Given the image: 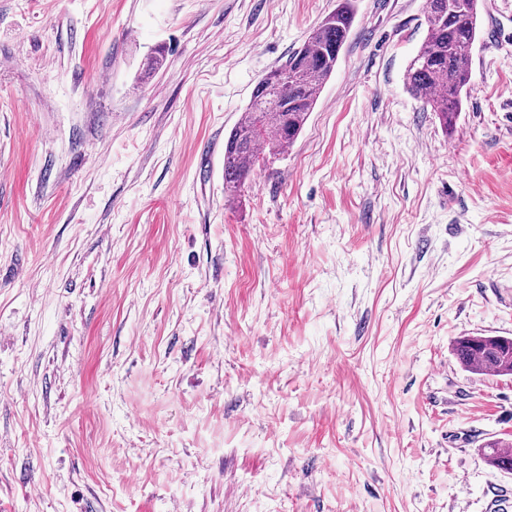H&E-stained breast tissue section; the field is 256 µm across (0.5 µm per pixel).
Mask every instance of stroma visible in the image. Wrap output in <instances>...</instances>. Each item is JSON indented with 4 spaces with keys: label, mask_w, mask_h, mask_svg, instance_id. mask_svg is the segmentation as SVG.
Instances as JSON below:
<instances>
[{
    "label": "stroma",
    "mask_w": 512,
    "mask_h": 512,
    "mask_svg": "<svg viewBox=\"0 0 512 512\" xmlns=\"http://www.w3.org/2000/svg\"><path fill=\"white\" fill-rule=\"evenodd\" d=\"M444 129L356 0L241 198L224 140L337 0H0V512H512V0ZM163 51L143 77L147 57ZM460 364L480 375L512 376V337L463 336L454 343ZM481 451L487 465L503 473H512L511 442L501 440L489 442L481 448Z\"/></svg>",
    "instance_id": "obj_1"
}]
</instances>
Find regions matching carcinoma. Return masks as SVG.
I'll return each mask as SVG.
<instances>
[{"label":"carcinoma","instance_id":"carcinoma-1","mask_svg":"<svg viewBox=\"0 0 512 512\" xmlns=\"http://www.w3.org/2000/svg\"><path fill=\"white\" fill-rule=\"evenodd\" d=\"M480 0H430L427 35L405 75L409 92L434 112L448 130L462 112L471 75L473 48L480 39ZM354 0H338L328 14L277 69L255 85L242 118L224 141V195L236 198L256 166L295 142L320 94L336 71L354 26ZM468 371L512 376V337L463 336L454 343ZM490 467L512 473V444L496 440L481 448Z\"/></svg>","mask_w":512,"mask_h":512}]
</instances>
